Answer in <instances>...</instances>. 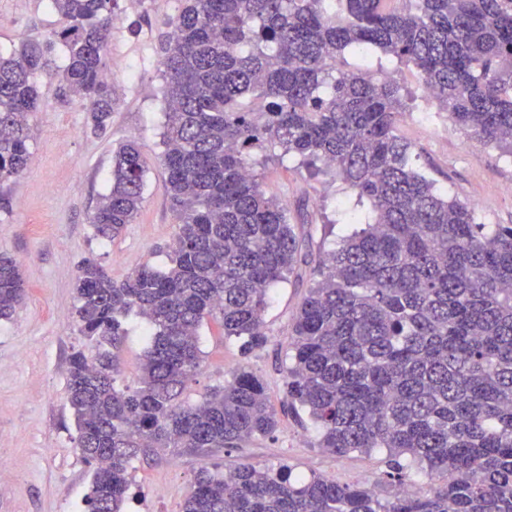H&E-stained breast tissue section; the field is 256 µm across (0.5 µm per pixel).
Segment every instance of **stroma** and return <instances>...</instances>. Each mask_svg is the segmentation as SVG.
<instances>
[{"mask_svg": "<svg viewBox=\"0 0 512 512\" xmlns=\"http://www.w3.org/2000/svg\"><path fill=\"white\" fill-rule=\"evenodd\" d=\"M51 0H0V55L32 36L66 26ZM179 0H119L120 20L112 30L106 70L118 103L98 135L86 127L87 105L71 97L56 76L35 77L39 110L34 116L33 157L19 179L0 184V253L16 258L25 296L13 318L0 320V512H85L93 468L78 448L74 417L67 404L71 353L85 339L72 327L74 283L80 263L98 259L113 278L124 279L143 263L162 268L176 218L166 193L161 162L164 122L162 80L156 66L161 34L168 30ZM347 69L393 73L401 86L406 118L398 133L413 147V162L437 188L475 208L482 223L512 225V154L470 139L436 101L424 100L415 69L380 51L345 54ZM137 140L147 169L144 202L135 223L113 240L94 235L89 215L111 185L112 150ZM255 171L266 194L286 202L302 242L294 275L271 290L264 315L263 347L243 352L225 337L219 321L199 330L201 366L184 391L195 403L232 381L239 368L260 376L274 408L284 400L287 344L292 319L320 279L319 269L342 236L352 190L337 178L314 173L292 157L259 151ZM121 348L117 387L135 385L148 346L141 318L130 316ZM316 425L307 414L282 415L271 437H255L209 457L168 451L139 457L129 468L132 484L126 512H181L201 469L224 472L249 463H285L295 473H317L341 484H366L382 499L398 484L387 477L384 450L344 456L319 448Z\"/></svg>", "mask_w": 512, "mask_h": 512, "instance_id": "obj_1", "label": "stroma"}]
</instances>
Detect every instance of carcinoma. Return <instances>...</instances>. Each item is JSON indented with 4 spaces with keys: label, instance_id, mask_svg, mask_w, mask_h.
<instances>
[{
    "label": "carcinoma",
    "instance_id": "1",
    "mask_svg": "<svg viewBox=\"0 0 512 512\" xmlns=\"http://www.w3.org/2000/svg\"><path fill=\"white\" fill-rule=\"evenodd\" d=\"M51 6L67 27L0 56V183L31 162L35 76L53 68L55 48L91 133L117 101L105 58L118 0ZM169 26L158 66L177 219L170 264L117 281L89 258L75 282L73 323L88 344L70 356L67 399L95 467L88 512H124L141 453L234 448L278 426L262 379L244 367L201 401L181 400L203 322L220 321L247 350L264 346L269 289L297 264L294 225L262 188L257 150L327 170L375 212L328 253L293 318L283 411L304 410L332 454L384 448L393 476L414 469L443 488L381 500L365 485L297 478L285 463L239 464L201 470L182 512H512V226L477 222L415 167L397 134L396 80L343 68L357 46L393 56L456 125L512 154V0H182ZM144 175L137 144L120 145L89 216L96 237L134 222ZM23 293L21 265L0 255V320ZM132 312L150 347L121 390Z\"/></svg>",
    "mask_w": 512,
    "mask_h": 512
}]
</instances>
